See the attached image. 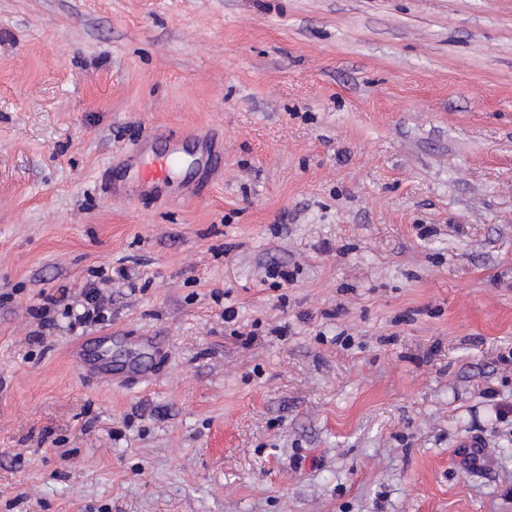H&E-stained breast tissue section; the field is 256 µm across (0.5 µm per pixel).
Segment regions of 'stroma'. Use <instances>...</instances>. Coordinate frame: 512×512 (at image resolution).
<instances>
[{
	"mask_svg": "<svg viewBox=\"0 0 512 512\" xmlns=\"http://www.w3.org/2000/svg\"><path fill=\"white\" fill-rule=\"evenodd\" d=\"M0 512H512V0H0ZM183 172V165L178 151L161 154L155 161L134 175V181L138 184L151 187H160L169 182L172 176ZM84 301L85 304L82 305L83 311L75 315L76 322L80 325H85L103 321L105 302L97 286L90 284L88 288H85Z\"/></svg>",
	"mask_w": 512,
	"mask_h": 512,
	"instance_id": "1",
	"label": "stroma"
}]
</instances>
